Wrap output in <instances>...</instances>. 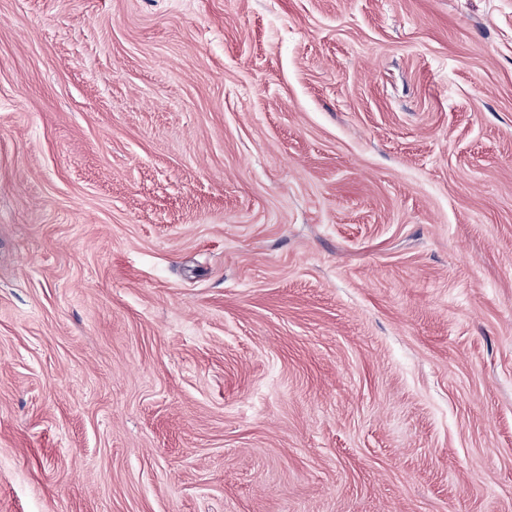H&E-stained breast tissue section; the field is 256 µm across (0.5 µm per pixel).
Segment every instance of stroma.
Here are the masks:
<instances>
[{"mask_svg":"<svg viewBox=\"0 0 512 512\" xmlns=\"http://www.w3.org/2000/svg\"><path fill=\"white\" fill-rule=\"evenodd\" d=\"M0 512H512V0H0Z\"/></svg>","mask_w":512,"mask_h":512,"instance_id":"obj_1","label":"stroma"}]
</instances>
